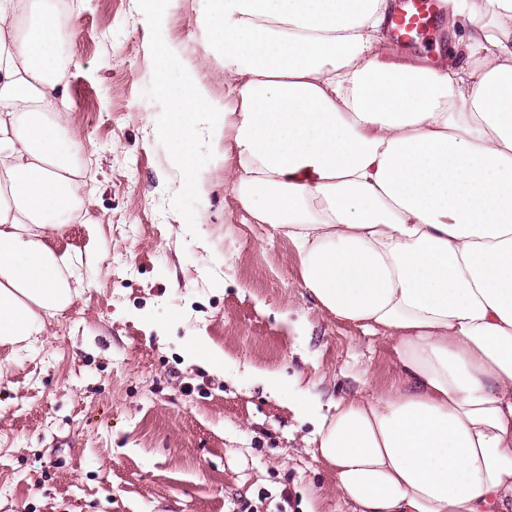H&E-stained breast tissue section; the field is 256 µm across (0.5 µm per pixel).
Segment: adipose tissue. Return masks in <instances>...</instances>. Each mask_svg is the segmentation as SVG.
I'll list each match as a JSON object with an SVG mask.
<instances>
[{"instance_id": "1", "label": "adipose tissue", "mask_w": 512, "mask_h": 512, "mask_svg": "<svg viewBox=\"0 0 512 512\" xmlns=\"http://www.w3.org/2000/svg\"><path fill=\"white\" fill-rule=\"evenodd\" d=\"M396 0H211L234 108L174 100L179 164L283 232L305 288L383 336L394 381L313 405L355 512H512V0H448L449 53L396 57ZM56 0H0V346L78 294L52 236L85 202Z\"/></svg>"}]
</instances>
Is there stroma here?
<instances>
[{
    "label": "stroma",
    "instance_id": "1",
    "mask_svg": "<svg viewBox=\"0 0 512 512\" xmlns=\"http://www.w3.org/2000/svg\"><path fill=\"white\" fill-rule=\"evenodd\" d=\"M68 5L67 95L94 191L51 244L90 286L35 348H0V512H353L305 408L389 385L391 353L303 287L285 235L246 222L223 143L174 161L184 85L224 109L209 0H169L155 20L138 0ZM163 50L185 66L162 88ZM189 336L223 371L186 358Z\"/></svg>",
    "mask_w": 512,
    "mask_h": 512
}]
</instances>
